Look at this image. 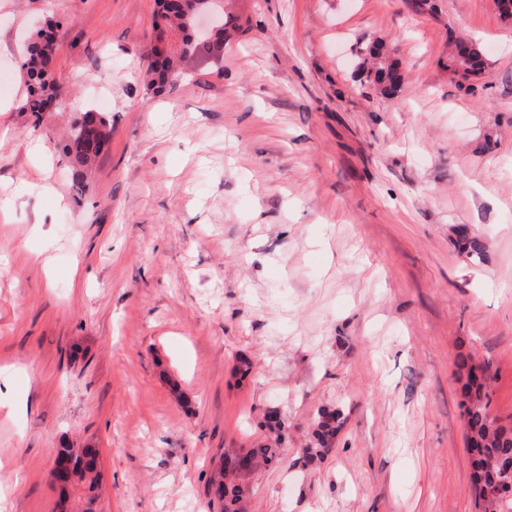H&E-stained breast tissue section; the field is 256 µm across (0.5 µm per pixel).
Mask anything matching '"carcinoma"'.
Masks as SVG:
<instances>
[{"label": "carcinoma", "mask_w": 512, "mask_h": 512, "mask_svg": "<svg viewBox=\"0 0 512 512\" xmlns=\"http://www.w3.org/2000/svg\"><path fill=\"white\" fill-rule=\"evenodd\" d=\"M157 46L154 59L148 67V87L162 91L172 80L178 64L198 54L201 44L192 40L188 29L191 25L189 14L184 9L170 6L169 0H158ZM457 53L448 54V69L455 70L473 61V65L485 71V55L474 41L456 40ZM387 45L374 43V48L366 49L364 58L359 62L360 83H368L382 97H389L401 91L403 79L392 83L387 81L391 70L397 67L395 62L383 63V52ZM22 69L28 86L25 109L35 114L43 111L45 103L57 99L54 81L56 70L55 29L48 25L41 29L26 47ZM110 137V127L106 116L94 110L84 112L76 119L72 132L63 150L71 161L73 183L80 187L84 184L91 165L103 152ZM459 369L471 374L479 370L481 376L468 379L464 384V417L468 448L471 455L473 484L481 483L483 487H492L501 479L498 461L512 457V431L500 426L489 417L490 383L492 377L485 365H470L462 360ZM336 412H325L317 423L313 437L315 447L307 449L309 456L322 454L330 440L336 436ZM56 454L72 458L78 466V491L75 497L85 504L82 512H96L100 478V453L97 448H59ZM279 449L261 446L241 453L231 451L224 454V474L251 469L259 460L270 461L276 458ZM217 494L224 500V512H239L238 502L241 489L223 482L217 484Z\"/></svg>", "instance_id": "obj_1"}]
</instances>
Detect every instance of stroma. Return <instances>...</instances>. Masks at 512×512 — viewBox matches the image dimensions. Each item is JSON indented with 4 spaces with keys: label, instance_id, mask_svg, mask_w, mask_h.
<instances>
[{
    "label": "stroma",
    "instance_id": "1",
    "mask_svg": "<svg viewBox=\"0 0 512 512\" xmlns=\"http://www.w3.org/2000/svg\"><path fill=\"white\" fill-rule=\"evenodd\" d=\"M436 4L224 0L222 41L156 94L158 0H0V512H56L63 445L99 448V512H221L224 451L271 411L282 453L239 476L242 512H476L457 364L489 365L512 418V21ZM48 23L36 115L23 47ZM452 33L489 63L468 89ZM375 39L390 98L352 79ZM101 94L80 189L61 143ZM54 28L52 25H46L36 34L26 47L22 63L28 86V97L24 108L35 114L50 111L54 104L49 100L57 99L54 81L56 70ZM336 421L335 411L322 413L317 423V429H315L313 434L317 448H307L309 456L321 455L327 449L326 447H328L330 440L336 436V430L340 427V425H336Z\"/></svg>",
    "mask_w": 512,
    "mask_h": 512
}]
</instances>
